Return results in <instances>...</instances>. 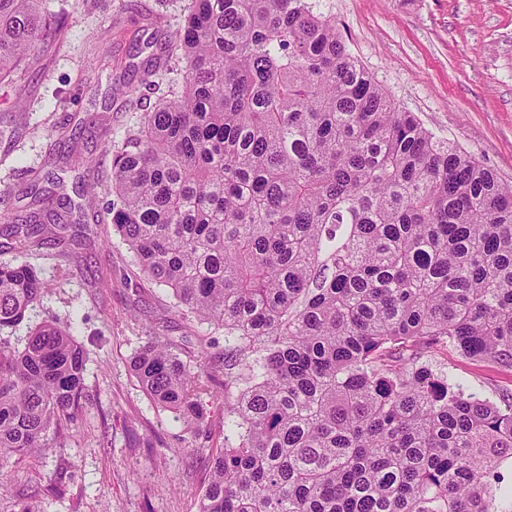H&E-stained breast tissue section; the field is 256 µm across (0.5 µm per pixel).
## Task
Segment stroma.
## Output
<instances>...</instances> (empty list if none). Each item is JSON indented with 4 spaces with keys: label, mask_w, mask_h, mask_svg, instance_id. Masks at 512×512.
Returning <instances> with one entry per match:
<instances>
[{
    "label": "stroma",
    "mask_w": 512,
    "mask_h": 512,
    "mask_svg": "<svg viewBox=\"0 0 512 512\" xmlns=\"http://www.w3.org/2000/svg\"><path fill=\"white\" fill-rule=\"evenodd\" d=\"M188 0H43L65 33L47 31L39 69L0 83V204L29 211L33 193L54 199L93 189L85 208L81 262L55 269V251L26 255L49 288L31 315L71 323L87 354L85 382L96 408L66 447L46 449L37 466L0 469V512L36 497L44 512H197L207 475L205 449L224 445L222 408L192 436L151 402L130 362L147 337L173 340L183 356L209 333L212 361L224 356L223 331L207 332L174 306L165 286L144 280L127 245L107 224L112 179L100 129L120 140L163 91L147 70L167 53ZM333 20L347 51L403 110L512 184V0H313ZM434 367L481 396H512V370L437 353Z\"/></svg>",
    "instance_id": "1"
}]
</instances>
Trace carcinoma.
I'll use <instances>...</instances> for the list:
<instances>
[{
    "label": "carcinoma",
    "instance_id": "obj_1",
    "mask_svg": "<svg viewBox=\"0 0 512 512\" xmlns=\"http://www.w3.org/2000/svg\"><path fill=\"white\" fill-rule=\"evenodd\" d=\"M41 0H0V82L37 63ZM152 73L180 67L107 141L113 231L224 358L153 336L152 402L224 447L197 512H512V402L432 369L448 345L512 370V185L402 112L311 0H191ZM7 249L61 240L34 196ZM35 268L0 259V332L30 319ZM70 326L0 335V465L61 448L97 402Z\"/></svg>",
    "mask_w": 512,
    "mask_h": 512
}]
</instances>
